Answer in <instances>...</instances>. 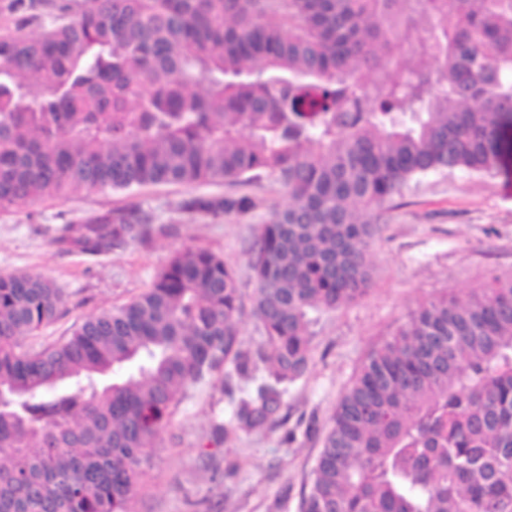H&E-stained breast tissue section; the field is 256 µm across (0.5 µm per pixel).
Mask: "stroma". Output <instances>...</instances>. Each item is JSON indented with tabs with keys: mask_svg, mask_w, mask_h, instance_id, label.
Masks as SVG:
<instances>
[{
	"mask_svg": "<svg viewBox=\"0 0 512 512\" xmlns=\"http://www.w3.org/2000/svg\"><path fill=\"white\" fill-rule=\"evenodd\" d=\"M226 182L160 184L134 193L110 190L44 199L0 212V274L36 272L68 297L57 320L21 339L26 350L65 341L86 316L120 306L148 288L172 254L201 246L245 269L261 216L192 219L179 209L196 195H233ZM135 208L167 231L102 254L54 242L63 225L92 214ZM372 285L357 302L319 313L312 361L288 389L279 416L263 428L212 434L228 421L226 390L205 388L183 400L156 437L144 464L136 512H300L303 490L329 428V417L376 345L390 339L420 302L481 287L512 274V153L496 171L435 172L410 182L385 206L370 252Z\"/></svg>",
	"mask_w": 512,
	"mask_h": 512,
	"instance_id": "1",
	"label": "stroma"
}]
</instances>
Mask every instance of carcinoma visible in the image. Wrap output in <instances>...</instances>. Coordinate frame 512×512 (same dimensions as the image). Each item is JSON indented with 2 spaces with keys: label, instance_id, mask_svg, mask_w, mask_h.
<instances>
[{
  "label": "carcinoma",
  "instance_id": "1",
  "mask_svg": "<svg viewBox=\"0 0 512 512\" xmlns=\"http://www.w3.org/2000/svg\"><path fill=\"white\" fill-rule=\"evenodd\" d=\"M0 27V211L159 183L288 191L240 272L205 247L62 343L23 351L62 288L0 274V512H134L142 464L190 392L239 387L258 429L308 370L311 314L364 297L385 204L434 171L489 172L512 123V0H88ZM249 193L194 196L195 217ZM163 234L137 210L68 224L100 254ZM301 512H512V276L421 303L338 401Z\"/></svg>",
  "mask_w": 512,
  "mask_h": 512
}]
</instances>
